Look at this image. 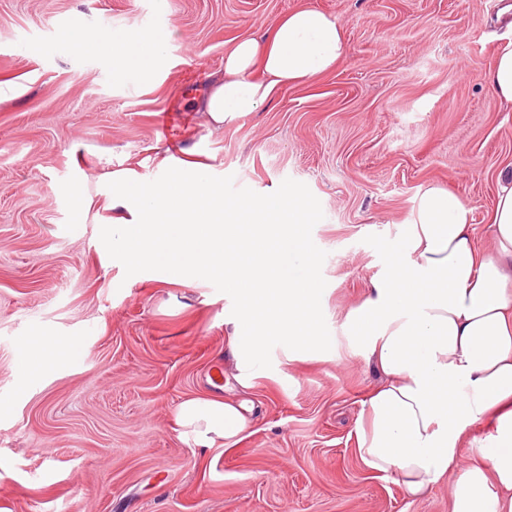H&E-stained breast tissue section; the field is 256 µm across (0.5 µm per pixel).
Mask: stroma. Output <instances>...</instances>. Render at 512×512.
Returning <instances> with one entry per match:
<instances>
[{
    "label": "stroma",
    "instance_id": "35a3bbf8",
    "mask_svg": "<svg viewBox=\"0 0 512 512\" xmlns=\"http://www.w3.org/2000/svg\"><path fill=\"white\" fill-rule=\"evenodd\" d=\"M305 3L335 17L336 67L277 87L212 130L191 101L237 38ZM175 36L145 86L112 81L105 54L59 41L80 27ZM499 0H0V512H449L447 483L409 497L356 449L379 382L342 335L347 311L393 267L392 246L430 185L471 209L479 246L512 110L487 80L512 41ZM260 194L308 186L324 217L321 298L334 350L288 358L241 387L232 300L211 283L126 276L99 239L113 175L158 178L161 157ZM81 339L73 357L64 337ZM38 345L49 367L26 362ZM248 402L235 443L191 448L173 431L188 397Z\"/></svg>",
    "mask_w": 512,
    "mask_h": 512
}]
</instances>
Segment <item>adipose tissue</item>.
I'll use <instances>...</instances> for the list:
<instances>
[{
  "mask_svg": "<svg viewBox=\"0 0 512 512\" xmlns=\"http://www.w3.org/2000/svg\"><path fill=\"white\" fill-rule=\"evenodd\" d=\"M172 37L124 27L105 38L69 31L63 40L75 55L104 50L113 78L138 87L159 71ZM343 54L334 17L296 8L234 42L196 108L222 129L258 111L277 86L321 75ZM472 221L456 193L428 187L395 245L393 269L347 312L344 336L380 375L361 403L356 445L367 468L397 476L410 496L445 480L450 512H512V170L500 174L491 249L477 246ZM245 409L191 397L177 404L172 425L192 447H221L247 429ZM482 422L490 431L479 461L461 462V441Z\"/></svg>",
  "mask_w": 512,
  "mask_h": 512,
  "instance_id": "adipose-tissue-1",
  "label": "adipose tissue"
}]
</instances>
